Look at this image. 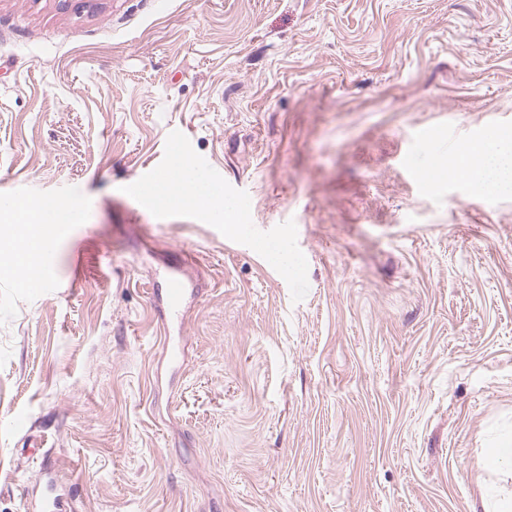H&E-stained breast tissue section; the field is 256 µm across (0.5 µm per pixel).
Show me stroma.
Returning a JSON list of instances; mask_svg holds the SVG:
<instances>
[{
    "instance_id": "stroma-1",
    "label": "stroma",
    "mask_w": 512,
    "mask_h": 512,
    "mask_svg": "<svg viewBox=\"0 0 512 512\" xmlns=\"http://www.w3.org/2000/svg\"><path fill=\"white\" fill-rule=\"evenodd\" d=\"M492 121L512 0H0V201L79 216L54 287L0 263V512L52 476L72 512H487L512 195L448 136ZM175 136L243 223L128 195ZM186 294V285L172 272L165 281L164 302L167 309V322L179 317L180 306Z\"/></svg>"
}]
</instances>
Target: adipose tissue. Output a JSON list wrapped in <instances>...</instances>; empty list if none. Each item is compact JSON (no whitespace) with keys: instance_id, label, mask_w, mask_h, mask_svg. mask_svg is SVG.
<instances>
[{"instance_id":"adipose-tissue-1","label":"adipose tissue","mask_w":512,"mask_h":512,"mask_svg":"<svg viewBox=\"0 0 512 512\" xmlns=\"http://www.w3.org/2000/svg\"><path fill=\"white\" fill-rule=\"evenodd\" d=\"M475 162L466 164L462 174L492 195L512 193V143L500 135L484 140L475 149ZM39 206L28 202L13 204L0 223V249L9 251L15 266L28 264V256L18 250L19 243L41 232Z\"/></svg>"}]
</instances>
